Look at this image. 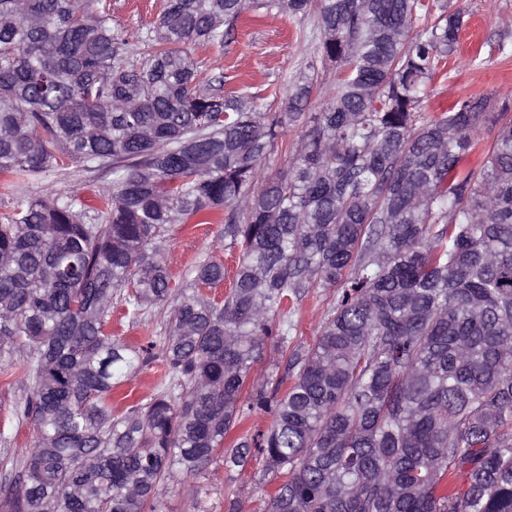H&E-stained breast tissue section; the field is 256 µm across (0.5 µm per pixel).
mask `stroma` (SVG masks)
Returning <instances> with one entry per match:
<instances>
[{
	"instance_id": "35a3bbf8",
	"label": "stroma",
	"mask_w": 512,
	"mask_h": 512,
	"mask_svg": "<svg viewBox=\"0 0 512 512\" xmlns=\"http://www.w3.org/2000/svg\"><path fill=\"white\" fill-rule=\"evenodd\" d=\"M112 20L128 36L153 22L162 12L165 0H109ZM449 9L462 10L465 24L459 35L457 52L450 56L427 88L421 103L424 113L439 111L456 100L491 95L498 104L512 105V0H447ZM312 20L269 16L239 26L231 44L224 48L192 45L188 51L203 69L224 73L229 86L248 85L256 90L268 84H285L300 71L314 51L309 38ZM111 176L83 171L68 165L23 185L25 194L35 197L47 190L74 192L89 202H97L109 188ZM221 232L217 224L175 226L168 235L164 257L173 287L185 285L199 259L210 257L233 269L235 260L216 248ZM167 313L154 310L139 321L114 313L113 334L135 344L160 342ZM163 374L159 365L130 375L112 395V411L123 414L129 404L157 392ZM26 397L20 374H0V457H10V465L0 464V503L22 479L20 460L34 437L30 421L18 419L16 410ZM262 458H255L245 471L224 466L216 456L196 476H181L163 498L164 512H227L228 491H236L243 512H264L271 487L264 477Z\"/></svg>"
}]
</instances>
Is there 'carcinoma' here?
<instances>
[{"label":"carcinoma","instance_id":"1","mask_svg":"<svg viewBox=\"0 0 512 512\" xmlns=\"http://www.w3.org/2000/svg\"><path fill=\"white\" fill-rule=\"evenodd\" d=\"M276 14L314 19L282 90L226 89L184 50ZM463 25L446 0H166L131 40L101 0H0V175L112 176L98 205L50 190L0 213V353L35 428L7 512H163L218 452L262 457L267 512H512V115L420 112ZM191 222L238 255L220 301L212 258L171 287L162 247ZM317 290L325 321L291 347ZM172 298L159 354L108 329L117 303L138 321ZM269 340L285 375L253 379ZM156 361L170 385L114 416ZM259 411L270 428L224 447Z\"/></svg>","mask_w":512,"mask_h":512}]
</instances>
